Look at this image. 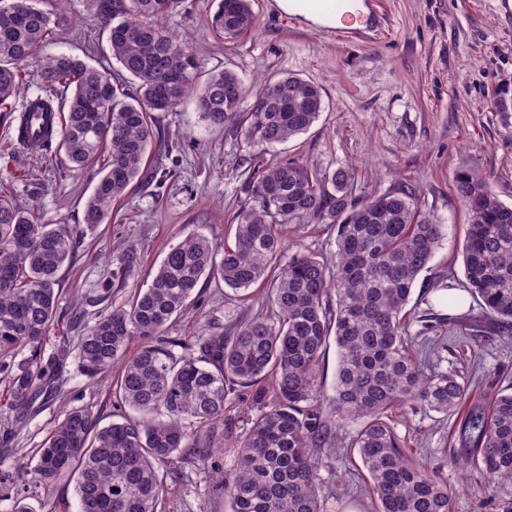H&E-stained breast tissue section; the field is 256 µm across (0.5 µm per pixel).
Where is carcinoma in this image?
Segmentation results:
<instances>
[{"label":"carcinoma","mask_w":512,"mask_h":512,"mask_svg":"<svg viewBox=\"0 0 512 512\" xmlns=\"http://www.w3.org/2000/svg\"><path fill=\"white\" fill-rule=\"evenodd\" d=\"M56 2L60 13L37 7V0H0V120L18 131L29 128L32 111V100L16 102L26 62L53 42L72 0ZM214 2L208 24L216 36L233 40L257 25L250 0ZM82 3L100 19L112 58L136 81L129 91L65 53L48 55L41 70L38 100L59 113L54 139L67 160L81 168L102 163L85 203L88 227L107 221L112 204L140 177L157 141L155 112L192 100L211 126L238 123L259 155L306 132L322 112L321 88L293 74L255 90L230 70L200 79L186 39L159 23L188 0ZM455 191L468 212V293L497 329L512 332V206L468 171L457 172ZM243 193L234 242L224 246L220 264L212 241L188 234L145 290L91 325L85 311L75 313L76 342L48 355L43 345L56 318L59 272L74 257L78 233L69 224H44L35 208L0 194V372L15 409L51 398L74 372L94 382L117 365L113 390L135 412L100 427L84 407L62 410L28 459L0 470V502H13L11 512H33L22 487L46 488L74 475L81 512H164L158 466L208 459L214 424L233 434V422L224 419L227 397L246 389L245 427L230 448L236 466L220 475L230 512H323L326 485L318 471L335 450L337 430L350 421L359 423L351 448L369 475L378 512H452L448 485L403 452L389 423L396 406L446 416L468 398L458 376L425 370L412 349L407 306L444 238L443 222L423 211L412 192L356 194L348 167L326 174L292 160L270 163L247 179ZM290 224L332 225L335 263L298 250L280 263ZM205 275L242 302L253 286H264L271 313L227 335L168 336ZM134 340L140 347L129 355ZM332 341L339 362L329 397L318 377ZM458 441L450 463L512 476V386L490 410L467 411Z\"/></svg>","instance_id":"carcinoma-1"}]
</instances>
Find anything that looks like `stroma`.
<instances>
[{
  "instance_id": "stroma-1",
  "label": "stroma",
  "mask_w": 512,
  "mask_h": 512,
  "mask_svg": "<svg viewBox=\"0 0 512 512\" xmlns=\"http://www.w3.org/2000/svg\"><path fill=\"white\" fill-rule=\"evenodd\" d=\"M251 5L257 26L237 40L208 29L213 0H192L189 12L163 24L187 38L201 74L224 68L249 85L292 74L321 88L324 109L318 120L276 145L265 161L296 159L320 173L348 164L358 194L416 193L422 209L444 221L445 238L413 288L411 318L441 314L435 293L449 287L460 294L466 286L467 213L454 189L456 173L486 178L495 196L512 205V117L495 106L503 93L512 94V0H380L377 27L346 28L337 39L305 19L288 20L274 0H251ZM48 50L79 55L91 66L111 68L121 84L132 83L112 68L94 13L79 8L67 14ZM154 119L163 140L147 166L160 169V176L139 180L113 205L111 218L91 231L83 217L98 180L96 168L69 164L56 146L50 162H39L0 125V184L17 201L37 206L43 223L68 224L81 233L73 260L60 273L58 321L46 351L74 340L76 308L85 307L88 318H95L97 309L88 299L111 283L127 250H134L137 262L112 295L119 305L147 288L170 247L188 233L202 232L219 244L234 239L233 217L242 203L252 149L235 125L212 127L191 104L155 113ZM335 237L327 224L288 228L290 244L326 262L334 258ZM199 287L197 305L170 324L169 335H210L266 309L260 287L245 304L222 283L204 280ZM452 313V324L435 326L426 336L435 349L429 363L462 377L469 403H489L512 382V334L486 330L484 310L474 298ZM111 382L108 373L94 384L75 375L52 401L19 412L7 403V382L0 375V427L17 432L13 443L0 446V469L12 468L39 445L63 406L88 407L104 425L115 420L121 409ZM463 415L460 409L445 417L403 408L392 424L405 453L425 459L452 490L453 512H491L490 495L512 496V478L491 479L473 465L449 464ZM226 442L223 425H216L207 461L186 458L175 469L161 468L166 512H229L215 483L216 473L235 467ZM320 476L331 488L324 512H376L356 452L344 447L331 454ZM27 495L35 512L80 510L71 481L32 488Z\"/></svg>"
}]
</instances>
